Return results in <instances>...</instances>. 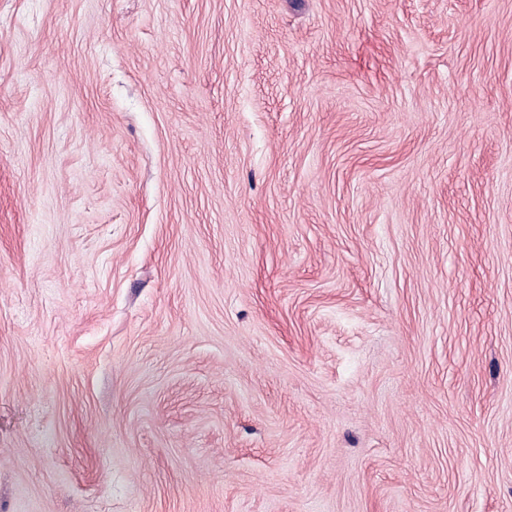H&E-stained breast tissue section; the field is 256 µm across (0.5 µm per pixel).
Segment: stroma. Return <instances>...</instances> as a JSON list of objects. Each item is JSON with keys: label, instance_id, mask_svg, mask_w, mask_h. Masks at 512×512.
<instances>
[{"label": "stroma", "instance_id": "obj_1", "mask_svg": "<svg viewBox=\"0 0 512 512\" xmlns=\"http://www.w3.org/2000/svg\"><path fill=\"white\" fill-rule=\"evenodd\" d=\"M0 512H512V0H0Z\"/></svg>", "mask_w": 512, "mask_h": 512}]
</instances>
